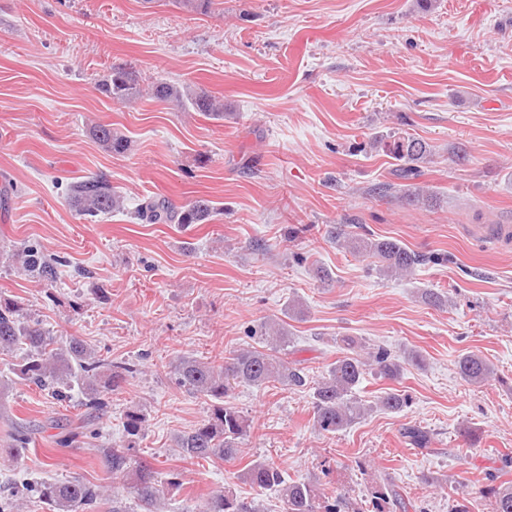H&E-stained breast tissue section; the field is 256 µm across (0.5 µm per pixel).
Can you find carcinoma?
<instances>
[{
    "mask_svg": "<svg viewBox=\"0 0 512 512\" xmlns=\"http://www.w3.org/2000/svg\"><path fill=\"white\" fill-rule=\"evenodd\" d=\"M98 90L106 98L121 103L137 100L147 93L164 102L176 103L187 112H199L213 119L224 118V104L216 101L203 90L189 85L160 81L143 89L133 72L124 66H114L111 72L98 82ZM90 133L107 153L122 154L128 149V141L112 132L107 125H95ZM387 155L400 163L394 176L411 180L420 176L417 163L430 154V146L424 140L411 135L390 136L376 141ZM71 208L86 219L124 209L123 197L112 188L103 175L72 184L68 189ZM212 201L197 199L184 209L177 210L163 198H150L140 204L135 215L149 224H205L213 213ZM336 238L343 239L349 252L376 259L379 271L386 275H404L414 271L424 258L393 238H370L335 228ZM14 256L23 259V265L36 272L45 282L56 277V262L42 253L28 249ZM22 303L0 294V352L7 354L16 348L23 349L19 361L13 364L16 380L49 391L55 397H63L78 389L84 405L94 411L105 406L101 394L119 390L126 382L132 368L125 363H114L101 357L86 342L70 337L59 341L50 335L39 322L25 320ZM266 347L243 349L224 360L202 362L193 356H182L175 365L176 383L212 401L210 413L195 428L177 437V447L182 457L192 463L229 461L237 458L241 445L248 438L249 424L246 417L229 401L235 385L244 384L262 389L270 383L283 386L303 387L307 384L304 371L288 361L289 336L284 327L270 324L265 327ZM348 352L327 366L325 374L312 387L313 426L321 434H336L351 427L374 408L400 412L409 406L408 395L393 390L378 397L375 405H366L356 396L365 375L396 380L402 373L399 358L384 347H378L368 356L352 352L354 340L342 338ZM457 367L463 380L482 384L494 375L490 364L480 355L471 352L462 356ZM146 414L138 407L124 414V444L103 449V467L112 481L131 485L137 499V507L143 512H160L164 498L157 473L147 463L134 458L133 451L145 437ZM98 435L89 422H82L58 433L55 444L67 448L78 438L94 439ZM9 455H18L29 447L31 437L23 428L11 435ZM240 480L262 490L276 494L281 512H385V506L398 508L400 495L393 484L386 482L371 492L364 502H352L344 494L327 496L321 483L297 481L286 477L284 472L269 461H254L239 475ZM499 473H491L487 482L476 487L473 493L490 500L492 512H512V481L498 482ZM34 490L45 503L48 512H94L106 499H111L108 512H133L117 496L105 494L102 484H94L80 478L64 482L40 483ZM201 512H262L260 506L247 501L230 487L211 492L205 498Z\"/></svg>",
    "mask_w": 512,
    "mask_h": 512,
    "instance_id": "obj_1",
    "label": "carcinoma"
}]
</instances>
